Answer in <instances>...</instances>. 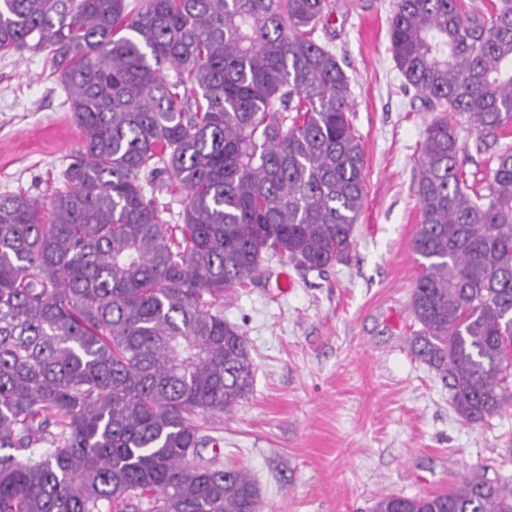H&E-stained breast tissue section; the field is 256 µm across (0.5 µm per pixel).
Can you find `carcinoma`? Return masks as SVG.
Instances as JSON below:
<instances>
[{
  "label": "carcinoma",
  "instance_id": "obj_1",
  "mask_svg": "<svg viewBox=\"0 0 512 512\" xmlns=\"http://www.w3.org/2000/svg\"><path fill=\"white\" fill-rule=\"evenodd\" d=\"M398 0L390 48L431 112L413 355L477 422L512 405V0ZM336 0H0V52L49 51L82 132L46 206L0 195V512H263L200 421L253 387L221 307L274 259L348 258L365 199ZM493 151L467 184L458 124ZM184 192L182 209L147 191ZM372 512H512V477Z\"/></svg>",
  "mask_w": 512,
  "mask_h": 512
}]
</instances>
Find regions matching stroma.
<instances>
[{
    "instance_id": "1",
    "label": "stroma",
    "mask_w": 512,
    "mask_h": 512,
    "mask_svg": "<svg viewBox=\"0 0 512 512\" xmlns=\"http://www.w3.org/2000/svg\"><path fill=\"white\" fill-rule=\"evenodd\" d=\"M395 2L337 0L328 28L366 158L347 260L321 273L272 264L224 301L256 374L210 433L224 441L221 464L256 481L265 512H368L384 492L439 493L482 469L512 475V407L463 421L407 343L421 272L417 160L434 115L402 87L388 38ZM81 139L50 55L0 54V194L48 202Z\"/></svg>"
}]
</instances>
